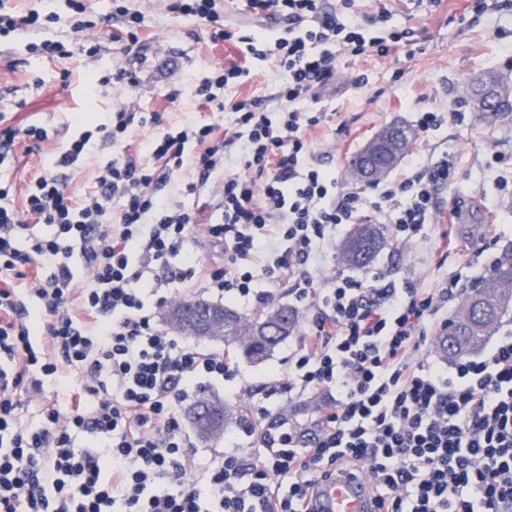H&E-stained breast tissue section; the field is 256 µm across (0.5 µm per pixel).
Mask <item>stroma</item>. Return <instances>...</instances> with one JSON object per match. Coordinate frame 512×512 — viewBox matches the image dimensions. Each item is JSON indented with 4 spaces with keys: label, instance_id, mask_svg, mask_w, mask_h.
Wrapping results in <instances>:
<instances>
[{
    "label": "stroma",
    "instance_id": "obj_1",
    "mask_svg": "<svg viewBox=\"0 0 512 512\" xmlns=\"http://www.w3.org/2000/svg\"><path fill=\"white\" fill-rule=\"evenodd\" d=\"M382 4L391 11L393 25L416 30L423 50L412 57L400 52L383 61L357 62V69L368 76L362 91H353L344 79H337L322 102L332 118L311 134V161L351 183L350 157L382 127L397 120L415 124L426 111L460 110L466 115L464 123L447 124L428 138L415 139L410 150L445 151L456 157L454 184L439 196L440 206L452 201L461 206L452 233L475 247L501 252L512 244V212L485 208L483 202L498 195L495 175L487 168L492 151L512 160V120L488 123L465 102L463 92L468 83L490 70L512 80V10L467 14L462 0H438L429 8L421 0H364L362 9L371 13ZM136 6L144 12L147 24V41L136 54L122 53L118 44L106 38L94 60L29 61L23 42H15L11 57L23 59L24 64L10 71L6 64L11 57L0 56V113L16 126L43 124L52 141L62 146L75 133L93 129L100 113L123 104L139 112L166 109L171 124L187 117L202 124L230 123L231 113L210 111L195 95L196 87L217 64L233 62L249 69L250 79L242 93H273L277 74L272 64L243 59L234 43L215 47L200 40V27L173 18L165 0H137ZM111 61L132 73L134 86L107 85L87 95L84 74L102 73ZM66 68L72 76L69 88L63 90L59 73ZM172 89L179 90L180 97L170 104L165 95ZM116 154V148L93 137L85 161L65 172L70 191L77 196L88 191L99 167ZM373 265L398 285L414 280L431 287L439 278L432 246L426 240L410 247L389 244ZM318 403V397L309 393L269 401L274 420L299 427L309 426Z\"/></svg>",
    "mask_w": 512,
    "mask_h": 512
}]
</instances>
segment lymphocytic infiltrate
Wrapping results in <instances>:
<instances>
[{"label":"lymphocytic infiltrate","mask_w":512,"mask_h":512,"mask_svg":"<svg viewBox=\"0 0 512 512\" xmlns=\"http://www.w3.org/2000/svg\"><path fill=\"white\" fill-rule=\"evenodd\" d=\"M66 2L68 12L44 13L0 0V44L32 31L28 53L59 60L96 56L104 36L127 53L143 43L146 16L130 0L101 15L90 0ZM167 9L211 44L232 41L273 62L280 80L272 99H230L249 71L220 65L195 94L233 113L230 125L168 126L162 111L120 107L60 148L42 126L17 128L0 114V166L25 153L54 167L20 197L0 184V438L10 441L0 448V512H309L310 485L341 468L366 476L379 512H512V329L445 366L423 352L446 331L449 301L493 255L476 250L433 288L325 265L336 229L366 209L395 243L429 238L448 260L438 194L455 178L452 156L411 154L399 176L369 191L308 161L310 133L328 119L322 92L342 75L353 91L366 86L346 64L415 55V30L391 26L386 6L359 11L358 0L333 10L320 0H246L249 26L225 23L223 0H170ZM275 17L286 26L267 33ZM60 27L67 40L56 39ZM149 124L164 133L134 141L135 126ZM96 134L120 151L76 201L57 171L78 167ZM187 163L194 178L183 200L162 195ZM207 211L216 219L204 225ZM24 225L36 234L21 236ZM201 237L222 259L198 256ZM192 288L257 308L284 288L312 311L287 367L242 384L263 399L206 461L180 408L237 378L239 365L157 324ZM295 393L322 397L309 429L257 433L268 399ZM32 405L34 427L21 420Z\"/></svg>","instance_id":"1"}]
</instances>
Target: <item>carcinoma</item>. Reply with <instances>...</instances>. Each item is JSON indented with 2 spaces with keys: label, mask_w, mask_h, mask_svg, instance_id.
<instances>
[{
  "label": "carcinoma",
  "mask_w": 512,
  "mask_h": 512,
  "mask_svg": "<svg viewBox=\"0 0 512 512\" xmlns=\"http://www.w3.org/2000/svg\"><path fill=\"white\" fill-rule=\"evenodd\" d=\"M492 85L505 93L499 111L487 117L496 123L512 117V83L501 74L485 73L466 90V101L473 99L476 87ZM387 246V237L376 224H357L346 235L340 246V260L346 266H367ZM512 305V246L503 248L496 263L478 285L470 290L461 308L450 318L461 329L453 339L455 354H468L478 350L486 337L497 333L502 317ZM228 316L224 333L218 339L235 347L255 364L267 361L275 348L293 335L298 327L296 312L287 306L263 310L252 317L242 316L226 305Z\"/></svg>",
  "instance_id": "obj_1"
}]
</instances>
